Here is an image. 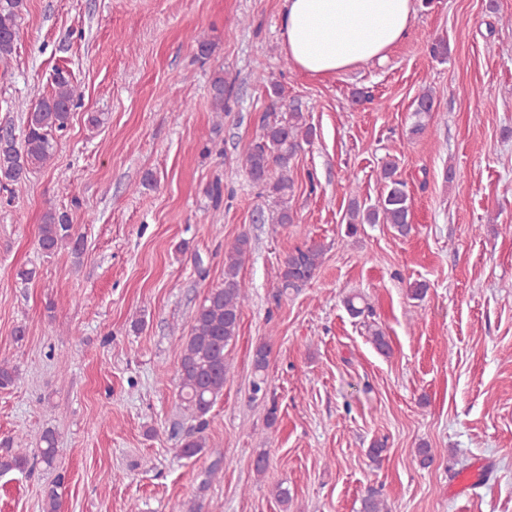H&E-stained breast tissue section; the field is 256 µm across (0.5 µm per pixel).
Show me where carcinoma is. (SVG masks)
<instances>
[{
  "label": "carcinoma",
  "instance_id": "obj_1",
  "mask_svg": "<svg viewBox=\"0 0 512 512\" xmlns=\"http://www.w3.org/2000/svg\"><path fill=\"white\" fill-rule=\"evenodd\" d=\"M24 11V0H0V60H6L16 49L17 38ZM271 104L262 115V135L251 142L243 157V166L253 182L263 186L274 197V208L259 211L262 223L290 224L293 215L289 206L294 180L291 177V161L302 143L310 141L313 127L301 108L285 99L284 90L278 83L270 84ZM211 105L216 112L224 111V72L214 74L210 85ZM80 95L71 74L62 68L55 70L51 91L31 104L27 112L22 143H16L9 134L0 135V185L17 183L37 168L45 166L55 149L54 135L67 128L71 113L79 106ZM434 98L429 91L418 95L414 101L417 121L410 133L415 135L423 128V119L433 109ZM396 166L388 162L382 168L385 191L375 206L363 207L352 201L348 209L347 234L357 235L361 224H389L400 235L411 230V204L406 183L395 178ZM70 246L77 251L80 239L74 225L64 212L50 210L45 214L38 236L39 250L47 255ZM251 252L250 238L242 234L224 251V282L208 291L197 308L191 334L184 344L178 366L179 384L184 412L196 421L194 431L182 444L181 453L195 457L202 452L203 436L207 427V415L224 393L226 382L225 352L237 336L242 302L247 296V285L240 277V270ZM324 246L312 242L297 247L284 258L278 268L279 294L296 290L308 283L322 263ZM268 348L256 347L253 362L255 380L254 395L266 394ZM40 441L41 461L53 466L57 448L54 433L47 429ZM6 454L0 455V472L22 470L27 465L26 455L11 453V440L0 442ZM63 477L44 492L45 512H57L58 487ZM360 512H388L379 492L370 489L362 497Z\"/></svg>",
  "mask_w": 512,
  "mask_h": 512
}]
</instances>
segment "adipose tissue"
<instances>
[{
	"instance_id": "obj_1",
	"label": "adipose tissue",
	"mask_w": 512,
	"mask_h": 512,
	"mask_svg": "<svg viewBox=\"0 0 512 512\" xmlns=\"http://www.w3.org/2000/svg\"><path fill=\"white\" fill-rule=\"evenodd\" d=\"M414 11V0H286L284 49L303 72L340 73L385 59L406 37Z\"/></svg>"
}]
</instances>
